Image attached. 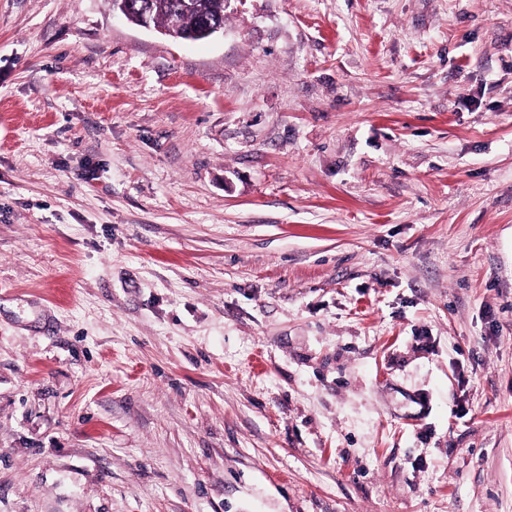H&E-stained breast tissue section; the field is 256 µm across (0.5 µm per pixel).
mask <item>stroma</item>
Returning <instances> with one entry per match:
<instances>
[{
	"label": "stroma",
	"instance_id": "1",
	"mask_svg": "<svg viewBox=\"0 0 512 512\" xmlns=\"http://www.w3.org/2000/svg\"><path fill=\"white\" fill-rule=\"evenodd\" d=\"M0 0V512H512V0ZM134 0H113L112 1V9L121 14L124 18L125 16L132 10H137L138 13L133 12L131 15L127 16L126 19L136 25H138L139 21L140 27L143 28H152V24L150 23L147 3L141 1L133 2ZM185 1L191 2L192 9H184ZM224 1V3H223ZM151 19L155 27L163 28L173 38L187 39L197 25L201 14L218 17L224 25V4L228 0H149ZM177 21L179 28H170Z\"/></svg>",
	"mask_w": 512,
	"mask_h": 512
}]
</instances>
